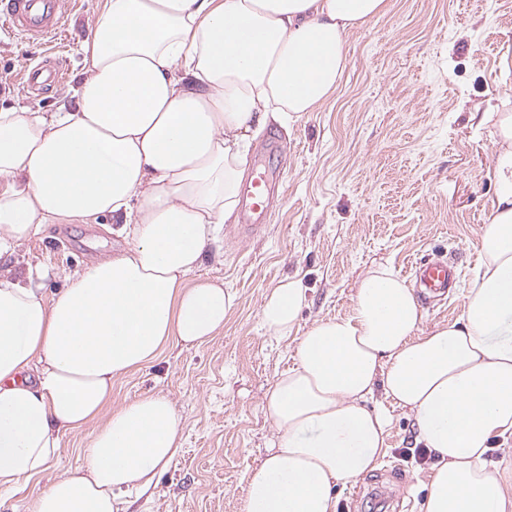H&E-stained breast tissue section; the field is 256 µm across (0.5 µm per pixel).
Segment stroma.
Listing matches in <instances>:
<instances>
[{"label": "stroma", "instance_id": "stroma-1", "mask_svg": "<svg viewBox=\"0 0 512 512\" xmlns=\"http://www.w3.org/2000/svg\"><path fill=\"white\" fill-rule=\"evenodd\" d=\"M103 0H72L60 33L46 45L0 33V105L30 112L72 103L84 68L81 43ZM348 67L316 111L277 134L280 152L250 151L247 177H278V200L260 235L240 242L232 229L212 244L199 278L236 296L224 330L198 347L168 346L153 364L112 386L113 404L167 394L181 418L180 451L149 490L131 492L125 512H241L249 470L268 455L274 429L263 413L276 377L293 364L295 337L264 336L265 293L302 277L308 305L299 324L350 313L361 276L389 264L408 276L412 262L453 258L460 282L447 303L424 308L423 329L455 319L475 276L476 244L495 197L488 176L492 126L469 117L488 100L512 110V0H387L386 11L348 37ZM53 57L66 71L57 90L24 91V69ZM99 224H45L26 244L0 255V267H42L46 293L99 257L126 247ZM387 450L374 471L340 490L336 512H379L366 494L384 487L421 506L430 459L414 447L409 410L390 407ZM396 476H389V469Z\"/></svg>", "mask_w": 512, "mask_h": 512}]
</instances>
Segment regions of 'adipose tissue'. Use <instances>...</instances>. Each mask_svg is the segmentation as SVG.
<instances>
[{"label":"adipose tissue","mask_w":512,"mask_h":512,"mask_svg":"<svg viewBox=\"0 0 512 512\" xmlns=\"http://www.w3.org/2000/svg\"><path fill=\"white\" fill-rule=\"evenodd\" d=\"M386 0H104L81 45L73 105L0 108V254L43 224L111 218L127 247L44 297L38 275L0 269V491L45 473L66 433L88 429L85 465L32 512H120L174 460L182 423L151 393L112 403V385L172 342L224 329L234 297L191 280L235 215L251 140L315 111L347 66V38ZM493 124L496 192L476 275L452 322L422 332L413 288L369 269L344 318L296 336L295 364L267 392L269 456L247 475L242 512H336V490L375 470L409 409L434 455L423 512H512L487 453L512 438V113ZM308 289L267 292L259 320L295 336ZM383 403H376L375 392Z\"/></svg>","instance_id":"1"}]
</instances>
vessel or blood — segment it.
<instances>
[{"mask_svg": "<svg viewBox=\"0 0 512 512\" xmlns=\"http://www.w3.org/2000/svg\"><path fill=\"white\" fill-rule=\"evenodd\" d=\"M68 0H0V26L32 43H44L65 24ZM63 82L60 65L45 60L30 66L24 73L23 84L29 92L52 90ZM275 186L269 173L257 174L248 184L245 196V222L238 227L239 235L260 231L263 220L272 209ZM422 285L425 303L441 300L459 276L455 263L421 259L414 268Z\"/></svg>", "mask_w": 512, "mask_h": 512, "instance_id": "obj_1", "label": "vessel or blood"}]
</instances>
